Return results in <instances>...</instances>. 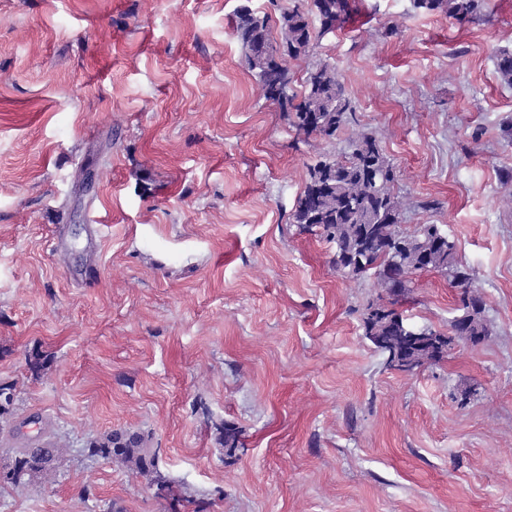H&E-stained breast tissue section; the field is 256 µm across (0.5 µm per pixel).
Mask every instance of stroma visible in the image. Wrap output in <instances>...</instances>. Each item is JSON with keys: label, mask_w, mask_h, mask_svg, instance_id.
Listing matches in <instances>:
<instances>
[{"label": "stroma", "mask_w": 512, "mask_h": 512, "mask_svg": "<svg viewBox=\"0 0 512 512\" xmlns=\"http://www.w3.org/2000/svg\"><path fill=\"white\" fill-rule=\"evenodd\" d=\"M244 4L268 6L0 0V468L39 432L62 450L0 512H512V0L464 24L357 0L310 53L356 104L343 138L397 167L403 229L440 225L483 301L491 336L411 374L363 335L377 280L288 222L338 146L261 97ZM459 297L422 272L402 308L444 332ZM115 429L148 436L174 496L86 456Z\"/></svg>", "instance_id": "1"}]
</instances>
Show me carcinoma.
<instances>
[{"mask_svg": "<svg viewBox=\"0 0 512 512\" xmlns=\"http://www.w3.org/2000/svg\"><path fill=\"white\" fill-rule=\"evenodd\" d=\"M486 0H413L418 10L439 11L459 23L481 15ZM352 11L350 0H297L280 10L276 20L266 12L241 7L233 32L244 49L246 69L265 100L277 105L289 125L304 139L336 140L353 120L355 105L339 79L336 64H307L302 90H294L288 61L310 56L312 41L331 32ZM318 21L320 28L313 27ZM502 81L512 86V54L497 61ZM397 172L376 137L362 134L346 140L339 155H323L307 166L305 184L288 221L302 232H317L332 243L336 270L352 277L375 275L386 296L370 302L361 314L363 336L383 358L414 361L417 367L448 357L454 340L428 326L415 338L410 322L397 308L411 276L424 271L443 274L462 289L460 311L478 326V335L492 331L476 307L483 306L470 274L456 256L455 244L437 224H418L413 232L400 228L405 201L395 191ZM228 456L244 447L243 430L233 423L221 427ZM60 449L52 444L17 450L12 468L0 472V482L13 485L50 467ZM90 458L119 459L141 471L158 468V455L148 438L117 429L90 440Z\"/></svg>", "mask_w": 512, "mask_h": 512, "instance_id": "cac0c4a2", "label": "carcinoma"}]
</instances>
